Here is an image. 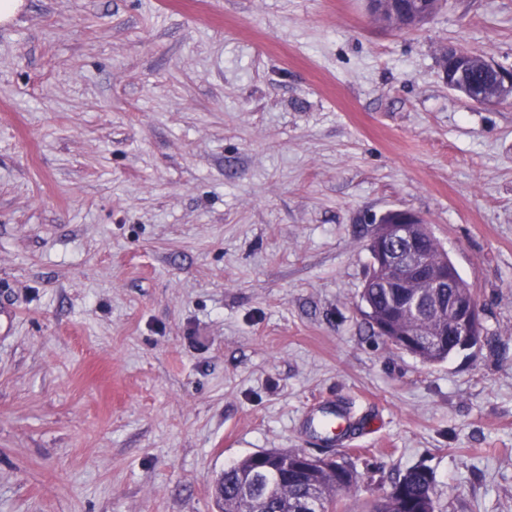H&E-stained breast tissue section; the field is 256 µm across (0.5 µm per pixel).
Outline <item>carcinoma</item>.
I'll return each instance as SVG.
<instances>
[{"label":"carcinoma","mask_w":512,"mask_h":512,"mask_svg":"<svg viewBox=\"0 0 512 512\" xmlns=\"http://www.w3.org/2000/svg\"><path fill=\"white\" fill-rule=\"evenodd\" d=\"M440 0H395L389 4L397 14L434 15ZM432 262L445 251L436 237L417 245ZM383 277L368 272L361 296L373 311L366 313L375 333L384 335V317L393 309V293L383 287ZM416 344L404 350L427 364L440 363L455 353L448 337L432 349L431 335L436 333L433 315L416 318L410 328ZM301 450L269 449L246 456L224 469V512H306V500L320 501L321 512H344L343 498L356 485L358 475L353 466L334 457L318 460L311 467ZM392 491L365 504L363 512H436L434 477L430 470L416 466L407 469L391 482Z\"/></svg>","instance_id":"carcinoma-1"}]
</instances>
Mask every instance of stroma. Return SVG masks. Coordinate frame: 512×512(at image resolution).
I'll list each match as a JSON object with an SVG mask.
<instances>
[{
	"instance_id": "1",
	"label": "stroma",
	"mask_w": 512,
	"mask_h": 512,
	"mask_svg": "<svg viewBox=\"0 0 512 512\" xmlns=\"http://www.w3.org/2000/svg\"><path fill=\"white\" fill-rule=\"evenodd\" d=\"M0 24V512H216L225 467L345 458L351 512L428 468L512 512V0H24ZM422 217L482 309L425 364L372 334L373 222ZM332 400L346 448L306 428ZM398 15L404 12L414 15L426 13L432 17L440 7V0H397L388 5ZM455 56L461 63V69L465 67L473 69L488 68L497 75V80L501 83L499 89L503 95L509 93L505 97L506 101L512 100V69L496 65L485 57H478L472 53H466L462 49H455Z\"/></svg>"
}]
</instances>
